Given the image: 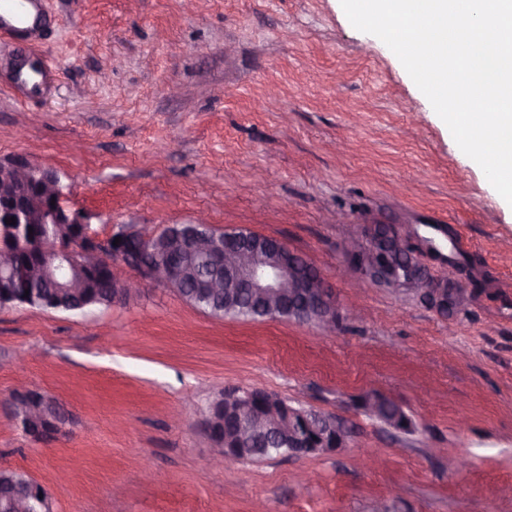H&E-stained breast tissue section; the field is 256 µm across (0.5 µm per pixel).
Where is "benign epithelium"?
<instances>
[{
    "mask_svg": "<svg viewBox=\"0 0 512 512\" xmlns=\"http://www.w3.org/2000/svg\"><path fill=\"white\" fill-rule=\"evenodd\" d=\"M67 192L57 171L17 157L0 161V224L15 218L17 224H76L82 227L77 242L68 246L54 235L38 241L39 250L53 259L31 271L33 279H49L57 286L62 306L83 307L88 281L87 270L109 269V299L127 297L144 285L181 290L191 257L213 264V272L201 282L219 314L239 307L240 296L261 311L266 319H288L315 325L333 332L339 327L340 306L336 292L320 272L300 254L278 239L261 236L247 229L201 233L188 224L178 232L165 234L163 246L154 245L157 234H137V250L128 253L123 242L130 233L119 231L99 238L87 217L66 207ZM386 234L381 225H371L364 236L351 240L347 255L355 270L372 283L395 289H410L440 314H453L462 301L461 288H441L425 273L407 280L387 274L390 259L377 247ZM121 239L115 243V239ZM133 272L126 278L117 271ZM15 421L23 432L41 441L55 437L70 422L67 414L49 396L32 389H19L10 399ZM206 428L215 444L211 463H233L248 453L254 439L269 434L288 449L291 456L334 453L345 442L346 429L336 417L315 409L296 408L287 399L267 413L259 410L257 390L226 391L214 401L206 418ZM13 512H27L29 493L5 489Z\"/></svg>",
    "mask_w": 512,
    "mask_h": 512,
    "instance_id": "obj_1",
    "label": "benign epithelium"
}]
</instances>
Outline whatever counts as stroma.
Wrapping results in <instances>:
<instances>
[{
	"label": "stroma",
	"instance_id": "1",
	"mask_svg": "<svg viewBox=\"0 0 512 512\" xmlns=\"http://www.w3.org/2000/svg\"><path fill=\"white\" fill-rule=\"evenodd\" d=\"M55 75L35 97L0 44V159L56 170L100 237L206 217L305 256L342 309L331 334L215 318L170 288L85 314L0 308V469L54 512H512V205L457 147L397 56L340 0H40ZM390 224L430 276L461 286L444 317L377 286L344 243ZM21 388L71 422L37 442ZM235 388L336 416L332 454L206 467L209 405ZM375 393L408 431L371 418ZM373 465L359 461L363 449Z\"/></svg>",
	"mask_w": 512,
	"mask_h": 512
}]
</instances>
